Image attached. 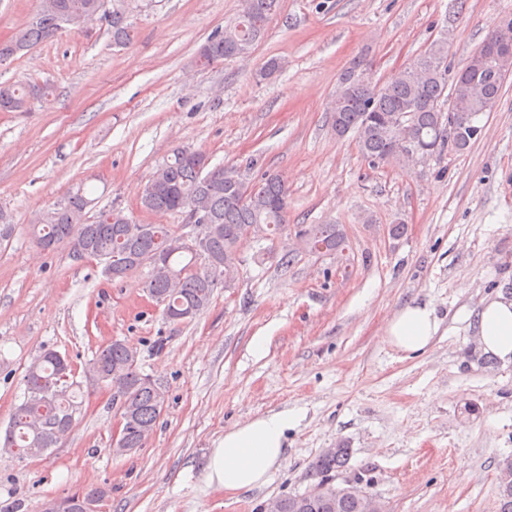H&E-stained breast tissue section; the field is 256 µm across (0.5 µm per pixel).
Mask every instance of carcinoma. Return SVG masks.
I'll return each mask as SVG.
<instances>
[{"label": "carcinoma", "mask_w": 512, "mask_h": 512, "mask_svg": "<svg viewBox=\"0 0 512 512\" xmlns=\"http://www.w3.org/2000/svg\"><path fill=\"white\" fill-rule=\"evenodd\" d=\"M237 23L214 35L199 52L209 65L229 59L234 50H252L279 8V0H244ZM108 22L112 41L128 45L131 27L119 10L104 9V0H40L36 19L0 44V60L11 58L53 39L65 25L88 29L99 20ZM354 78L341 77L330 103L331 129L343 137L352 132L359 152L369 163L399 157V143L407 139L428 157L447 150L462 151L471 140V129L486 104L497 103L503 83L479 70L472 60L463 68L467 75L448 68V46L444 38L432 41L408 67L382 84L372 81L369 68L359 62ZM30 90L0 86V112H22ZM448 111H442L443 107ZM234 174L220 165L209 167L207 155L191 147L177 148L159 166L141 191L144 210L183 216L200 205L218 231L194 246L180 242L182 228L169 224H125L110 222L113 210H103L91 223L84 220L90 204L81 189L69 192L57 203L39 212L32 224L38 244L70 245L83 257L112 259V265L129 274L163 258L168 275H150L148 295L162 307L172 323L191 320L210 306L217 289L224 287V269L238 262L242 240L255 228L264 236L282 231L287 223L288 192L275 174L263 173L243 187ZM312 253H336L343 238L334 224H311L302 235ZM88 372L111 383L124 377L129 394L123 412L130 416L124 447L140 449L154 431L167 403V390L140 371L135 352L120 340L102 347ZM22 402L15 407L12 423L0 446L28 455L31 448H53L54 426L82 406L75 391L73 374L64 371L55 351L40 355L24 378ZM349 449L322 451L309 469L312 485L322 487L317 495L280 496V512H358L355 498L336 489L331 481L348 467Z\"/></svg>", "instance_id": "1"}]
</instances>
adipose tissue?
<instances>
[{
    "label": "adipose tissue",
    "mask_w": 512,
    "mask_h": 512,
    "mask_svg": "<svg viewBox=\"0 0 512 512\" xmlns=\"http://www.w3.org/2000/svg\"><path fill=\"white\" fill-rule=\"evenodd\" d=\"M439 329L440 320L431 304L411 303L388 319L383 340L405 354H421ZM474 334L483 353L512 363V298L500 295L484 301L475 314ZM292 420L288 411L281 410L227 430L210 452L206 483L228 494L265 484L284 457Z\"/></svg>",
    "instance_id": "adipose-tissue-1"
}]
</instances>
